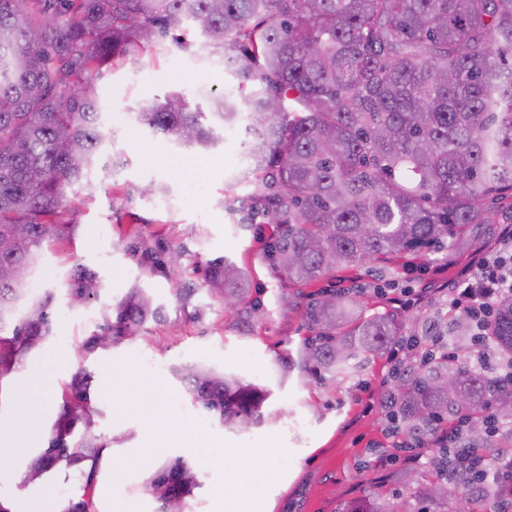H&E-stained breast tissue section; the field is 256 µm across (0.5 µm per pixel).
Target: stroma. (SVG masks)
<instances>
[{"label":"stroma","mask_w":512,"mask_h":512,"mask_svg":"<svg viewBox=\"0 0 512 512\" xmlns=\"http://www.w3.org/2000/svg\"><path fill=\"white\" fill-rule=\"evenodd\" d=\"M187 38L190 49L177 48L168 38L159 52L138 54L91 78L110 134L101 147L95 182L77 183L68 192L65 219L74 224L73 233L45 244L39 266L44 290L54 294L57 329L30 362L43 366L50 394L32 401V377L18 372L8 403L0 406V431L15 435L19 409L31 406L34 445L43 447L59 412L61 387L82 369L93 377L91 402L106 444L95 476L96 512H123L129 506L135 512H158V502L141 485L149 469L175 458L201 468V486L186 512H232V500L221 492L240 476L257 494L253 512H341L378 492L404 493L393 475L409 466L404 452L395 449L405 435L382 402L394 361L387 356L370 360L358 374L343 379L306 385L279 380L271 364L278 352L305 336L300 312L274 309L270 317L245 327L207 289V266L217 257L248 269L251 296L265 305L272 306L284 281L262 257L271 225L249 218L241 205L249 192L236 167L243 152L241 128L226 127L215 148L196 151L135 120L141 107L171 92L192 104L223 92L229 78L205 67L204 37L191 26ZM151 183L167 188L170 207H158L155 196L145 193ZM164 250L181 252L180 265L153 264ZM78 263L96 270L101 283L97 297L80 304L71 301L66 286ZM377 270V264L367 263L337 271L336 285L357 289L371 313L398 308L406 289L444 287L458 278L454 267L430 280L404 270L387 280ZM178 284L193 288L190 299L175 295ZM136 285L160 305L161 319L147 322L134 338L74 358L101 313ZM59 350L70 352L67 364L53 363ZM189 359L267 386L272 391L267 408L282 411L281 420L245 432L217 425L185 427L175 405L185 396L181 383L172 374H155L148 363L170 366ZM107 365L114 370L109 379L102 374ZM150 434L166 440L164 454L147 456ZM116 469L123 470L124 479L115 484L111 476ZM23 470L20 455L0 451V498L13 512H60L65 499L82 491L78 473L55 468L41 482L26 486Z\"/></svg>","instance_id":"35a3bbf8"}]
</instances>
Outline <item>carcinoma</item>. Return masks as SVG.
<instances>
[{
  "label": "carcinoma",
  "instance_id": "carcinoma-1",
  "mask_svg": "<svg viewBox=\"0 0 512 512\" xmlns=\"http://www.w3.org/2000/svg\"><path fill=\"white\" fill-rule=\"evenodd\" d=\"M190 22L209 56L231 76L209 112L183 95L143 107L137 121L178 144L208 149L219 140L206 114L244 122L248 213L276 230L263 245L270 265L303 287L338 268L445 252L469 255L487 226L486 202L512 197V0H0V386L54 330L53 295L28 287L44 243L73 231L61 222L67 190L97 164L106 138L92 73L151 49ZM97 272L74 267L68 289L85 301ZM207 285L246 321L265 313L251 299L247 270L211 260ZM308 335L279 353L286 380L347 377L389 353L414 321L409 311L366 315L350 288H325L302 303ZM160 308L135 287L106 310L76 348L84 357L133 337ZM469 316L430 327L435 351L408 366L384 391L391 420L421 448L458 417L471 420L467 443L490 466L512 457V429L491 434L488 418L512 421V378L470 367L472 342L512 367V297L502 300L486 336ZM454 358H448V346ZM211 422L246 428L282 415L263 412L268 390L199 362L172 367ZM453 389H448V382ZM91 378L79 370L61 392L48 446L29 451L24 483L58 465L87 473L83 494L62 512H92L98 455ZM397 479L410 501L373 495L342 512H445L459 488L424 483L407 469ZM200 487L197 468L176 458L143 490L167 512Z\"/></svg>",
  "mask_w": 512,
  "mask_h": 512
}]
</instances>
